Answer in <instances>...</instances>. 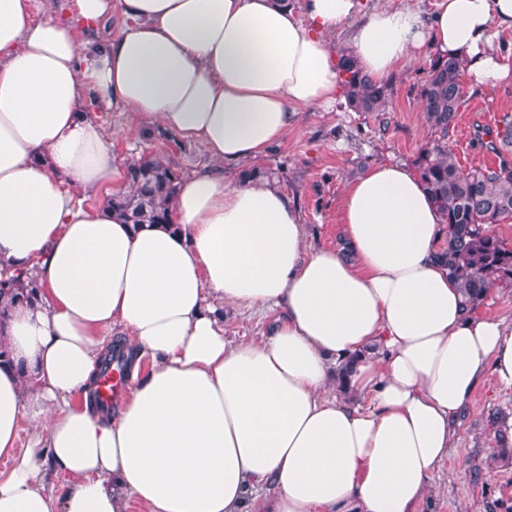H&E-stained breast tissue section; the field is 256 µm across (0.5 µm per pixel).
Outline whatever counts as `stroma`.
<instances>
[{
  "label": "stroma",
  "mask_w": 512,
  "mask_h": 512,
  "mask_svg": "<svg viewBox=\"0 0 512 512\" xmlns=\"http://www.w3.org/2000/svg\"><path fill=\"white\" fill-rule=\"evenodd\" d=\"M432 57L429 48H421L415 60L389 77L382 111L300 109L284 141L252 162V169L271 172L273 181L296 198L310 247L337 245L340 206L351 178L379 162L414 166L421 150L434 142L436 135L425 123L419 102ZM88 106L111 132L113 156L120 165L156 153L185 176L209 163L200 144L135 130L129 113L112 109L99 95H91ZM505 111L512 112V83L467 91L447 138L462 167L493 163L477 133ZM510 427L512 390L502 389L494 374H487L459 420L432 501L423 512H512V459L502 456L498 438L499 431Z\"/></svg>",
  "instance_id": "obj_1"
}]
</instances>
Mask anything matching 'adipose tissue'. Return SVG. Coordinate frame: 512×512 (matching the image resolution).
Instances as JSON below:
<instances>
[{"instance_id": "obj_1", "label": "adipose tissue", "mask_w": 512, "mask_h": 512, "mask_svg": "<svg viewBox=\"0 0 512 512\" xmlns=\"http://www.w3.org/2000/svg\"><path fill=\"white\" fill-rule=\"evenodd\" d=\"M45 4L37 21L33 0H0V270L38 284L0 330V512H418L486 372L512 388V325L466 309L409 167L351 179L341 243L316 250L285 189L231 175L298 108L345 102L344 24L373 80L427 45L475 86L512 82L489 46L512 0H438L428 21L364 17L359 0ZM116 13L125 27L104 32ZM91 90L211 158L180 180L169 223L84 205L128 187ZM242 306L274 312L261 336L227 335ZM113 336L150 368H131L107 416L91 400Z\"/></svg>"}]
</instances>
